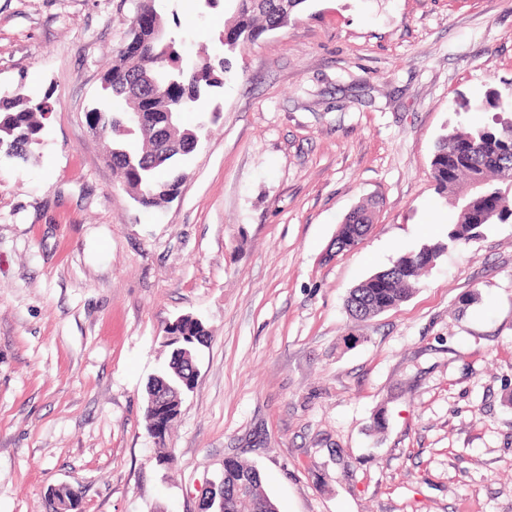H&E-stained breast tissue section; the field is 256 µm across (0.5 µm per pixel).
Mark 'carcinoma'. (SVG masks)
<instances>
[{
	"instance_id": "1",
	"label": "carcinoma",
	"mask_w": 512,
	"mask_h": 512,
	"mask_svg": "<svg viewBox=\"0 0 512 512\" xmlns=\"http://www.w3.org/2000/svg\"><path fill=\"white\" fill-rule=\"evenodd\" d=\"M233 13L225 21L218 41L224 53L208 57L207 64L194 69L178 57V40L144 46L136 29L103 75L109 99L88 112L90 125L110 142L108 158L132 198L144 207H158L172 199L185 177L184 160L197 147L210 115L192 128L181 125V114L197 109L224 88L231 74L229 55L239 41L258 40L264 33L288 24L291 13L307 0H289V11L279 0H232ZM51 111L49 95L31 97L15 93L0 95V154L15 161H27L41 144L46 115ZM142 113L149 125L164 112L172 113L174 130L170 145L158 149L144 128L131 119ZM431 176L437 191L448 197L456 210L448 229V242L424 245L419 251L401 256L357 288L346 301L349 315L368 319L397 306L415 290L423 272L450 247L466 245L479 237V229L493 222H512V122H496L467 132H454L439 139L431 160ZM374 223V210L362 204L347 214L343 229L333 246L340 253L349 249L351 236L360 237ZM170 333L207 343L202 323L190 316L168 329ZM248 479L249 498L235 507V482ZM224 512H277L274 501L262 491V477L255 467L234 460L224 469Z\"/></svg>"
}]
</instances>
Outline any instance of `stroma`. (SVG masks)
<instances>
[{
    "mask_svg": "<svg viewBox=\"0 0 512 512\" xmlns=\"http://www.w3.org/2000/svg\"><path fill=\"white\" fill-rule=\"evenodd\" d=\"M184 61L232 7L156 0ZM138 0H0V93L50 94L0 159V512H198L224 461L279 512H512V223L448 249L398 306L350 290L446 240L430 162L512 96V0H307L241 44L176 198L134 202L87 114ZM379 202L355 248L344 216ZM211 339L164 443L145 388L178 317ZM384 414V429L374 417Z\"/></svg>",
    "mask_w": 512,
    "mask_h": 512,
    "instance_id": "stroma-1",
    "label": "stroma"
}]
</instances>
